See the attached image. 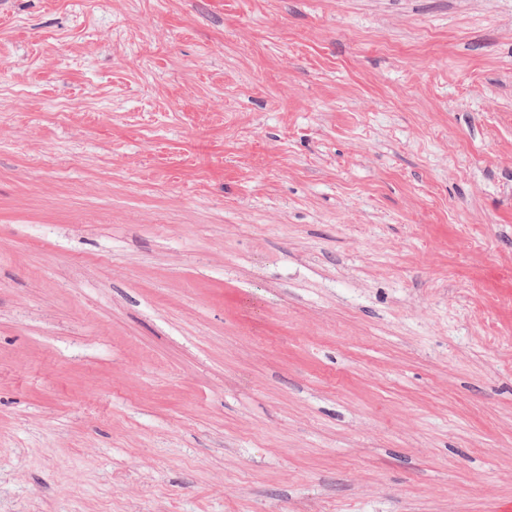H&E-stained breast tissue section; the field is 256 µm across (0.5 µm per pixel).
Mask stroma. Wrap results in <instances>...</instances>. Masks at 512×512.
Returning a JSON list of instances; mask_svg holds the SVG:
<instances>
[{
    "instance_id": "stroma-1",
    "label": "stroma",
    "mask_w": 512,
    "mask_h": 512,
    "mask_svg": "<svg viewBox=\"0 0 512 512\" xmlns=\"http://www.w3.org/2000/svg\"><path fill=\"white\" fill-rule=\"evenodd\" d=\"M0 512H512V0H0Z\"/></svg>"
}]
</instances>
